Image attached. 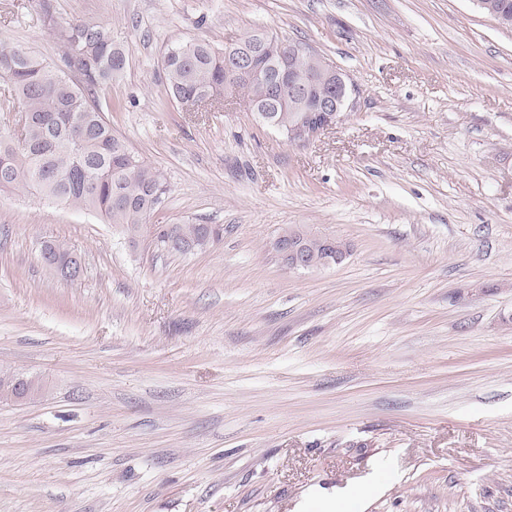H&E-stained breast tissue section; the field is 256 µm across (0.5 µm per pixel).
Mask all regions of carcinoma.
I'll return each mask as SVG.
<instances>
[{
	"mask_svg": "<svg viewBox=\"0 0 512 512\" xmlns=\"http://www.w3.org/2000/svg\"><path fill=\"white\" fill-rule=\"evenodd\" d=\"M62 43L61 64L45 62L24 45L0 49V77L16 97L20 111L31 117L22 137H0V190L32 189L41 197L102 216L121 233L142 234L148 211L162 202L167 192L163 173L138 157L112 132L93 100L96 89L120 75L127 65L124 48L112 38L109 26L79 21L57 28ZM258 40L259 62L277 64L275 81L245 77L239 72V43L216 48L205 41H187L171 48L164 57L167 92L175 100L199 97L219 100L226 94H243L261 109L276 113L288 131L299 100L279 101L288 89L292 62L296 77L312 75L316 82L309 97L336 95V78L327 77L329 61L322 55L299 54L296 41L248 34L242 41ZM75 69L79 81L65 70ZM221 234L215 224H173L155 229L153 243L159 252L186 254L189 245L207 234ZM309 243V259L320 263L336 253L320 238L296 229Z\"/></svg>",
	"mask_w": 512,
	"mask_h": 512,
	"instance_id": "carcinoma-1",
	"label": "carcinoma"
}]
</instances>
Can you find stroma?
Masks as SVG:
<instances>
[{"label":"stroma","mask_w":512,"mask_h":512,"mask_svg":"<svg viewBox=\"0 0 512 512\" xmlns=\"http://www.w3.org/2000/svg\"><path fill=\"white\" fill-rule=\"evenodd\" d=\"M50 3L126 50L96 101L165 175L149 224L224 235L169 255L0 191V368L45 384L0 403V512H512V29L474 0ZM255 31L348 80L307 145L166 90L169 48ZM17 44L59 61L40 0H0ZM286 227L350 252L288 270ZM49 249L58 256H65L68 254V251L65 250L61 245L52 243ZM40 257L47 264H53L54 266L59 267L61 274L67 280H76L80 277L83 271V258L81 255L76 253L69 252L68 256L64 259V261L60 262L57 258L54 257L53 254L47 249H43L40 252ZM44 264V263H43ZM44 264L51 269L50 265ZM53 269V268H52ZM51 269V270H52Z\"/></svg>","instance_id":"stroma-1"}]
</instances>
